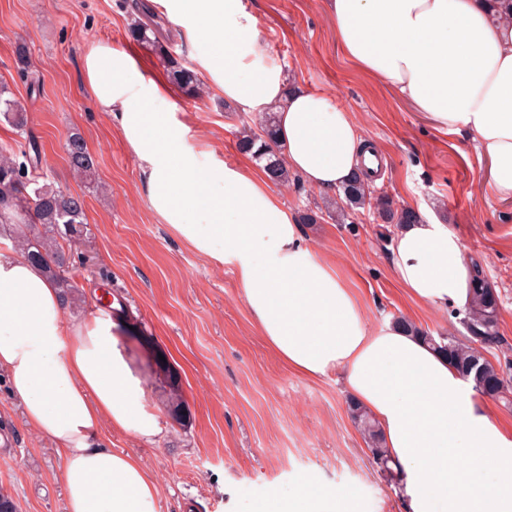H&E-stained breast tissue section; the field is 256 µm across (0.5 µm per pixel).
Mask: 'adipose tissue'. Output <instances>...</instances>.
Wrapping results in <instances>:
<instances>
[{"label":"adipose tissue","instance_id":"ef3b65f1","mask_svg":"<svg viewBox=\"0 0 512 512\" xmlns=\"http://www.w3.org/2000/svg\"><path fill=\"white\" fill-rule=\"evenodd\" d=\"M180 25L209 85L247 115L276 110L284 162L308 187L333 190L374 157L352 112L289 89L248 0H153ZM346 57L438 127L464 134L490 161L480 187L512 199V26L497 0H323ZM99 111L138 162L150 209L196 251L229 265L266 342L308 378L339 373L377 422L400 472L401 512H512V430L471 379L418 336L369 329L346 280L303 241L300 224L262 168L229 164L188 143L165 105L178 90L135 48L91 43L82 58ZM396 279L416 301L464 314L471 268L461 239L430 218L389 243ZM0 374L27 426L60 459L66 512H159L144 465L113 452L110 428L159 431L116 351L112 312L64 316L44 269L0 248ZM262 512H356L345 490L299 479Z\"/></svg>","mask_w":512,"mask_h":512}]
</instances>
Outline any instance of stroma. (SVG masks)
<instances>
[{
	"label": "stroma",
	"mask_w": 512,
	"mask_h": 512,
	"mask_svg": "<svg viewBox=\"0 0 512 512\" xmlns=\"http://www.w3.org/2000/svg\"><path fill=\"white\" fill-rule=\"evenodd\" d=\"M270 59L290 88L328 96L353 113L384 160L371 197L347 224L331 214L337 196L302 183L277 187L294 214L315 212L305 243L341 267L358 288L375 329L403 319L437 334L457 329L450 313L409 300L390 262L395 225L380 199L415 207L455 232L465 258L481 262L500 297L499 331L512 344V201L480 190L487 159L469 139L435 127L341 51L322 0H251ZM124 0H0V81L25 104L27 136L58 186L85 199L87 234L71 251L79 300L65 315H87L90 294L112 302L115 348L144 391L161 428L151 439L112 433V448L140 459L160 490L159 512H255L299 478L349 490L359 512H400L348 413L338 374L299 376L266 344L232 271L197 252L150 210L137 161L85 85L86 46L131 44ZM31 50L19 76L15 45ZM169 109L230 164L251 161L239 139L262 119L223 96L180 93ZM84 137L94 180L75 178L64 143ZM0 490L19 512H66L53 443L27 427L0 379Z\"/></svg>",
	"instance_id": "35a3bbf8"
}]
</instances>
